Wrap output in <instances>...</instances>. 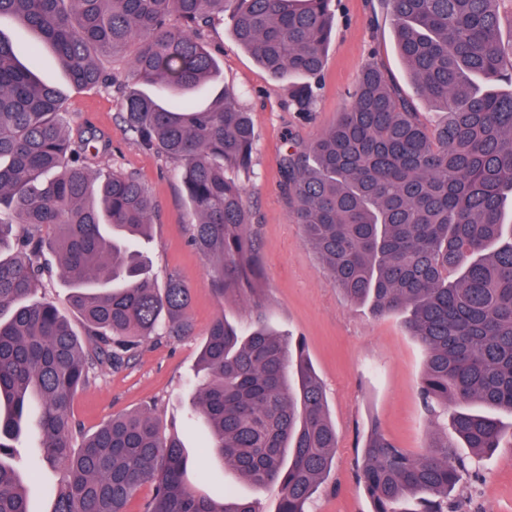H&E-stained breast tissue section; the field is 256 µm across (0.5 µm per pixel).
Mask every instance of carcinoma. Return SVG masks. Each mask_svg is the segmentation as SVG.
I'll return each instance as SVG.
<instances>
[{
  "label": "carcinoma",
  "mask_w": 512,
  "mask_h": 512,
  "mask_svg": "<svg viewBox=\"0 0 512 512\" xmlns=\"http://www.w3.org/2000/svg\"><path fill=\"white\" fill-rule=\"evenodd\" d=\"M332 0H0V512H32L12 463L29 416L40 464L59 469L53 512H128L153 483L144 512H260L254 499L220 501L185 481L180 440L150 412L115 417L74 446L71 404L97 369L125 367L153 336L193 333L190 290L159 286L139 249L158 204L138 177L93 169L108 144L74 135L61 93L15 54L1 26L23 25L49 46L78 88L113 89L123 130L144 151L177 164L191 245L211 261L214 291L248 297L243 329L218 317L199 357L190 418L206 447L256 487L278 484V512L305 504L330 471L336 431L303 343L263 318L258 231L238 175L250 171L254 125L220 83L202 39L227 23L236 42L290 85L294 111L313 112L316 78L336 30ZM394 38L428 108L372 62L351 104L314 142L283 157L296 223L345 298L376 315L399 314L426 353L419 394L444 407L460 458L442 437L412 455L372 423L357 474L373 512H463L451 498L464 473L512 447V43L501 37L512 0H383ZM134 47L130 77L107 63ZM212 85L198 106L186 95ZM182 96L171 107L167 98ZM57 272L85 335L37 299Z\"/></svg>",
  "instance_id": "1"
}]
</instances>
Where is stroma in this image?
Wrapping results in <instances>:
<instances>
[{
    "label": "stroma",
    "instance_id": "obj_1",
    "mask_svg": "<svg viewBox=\"0 0 512 512\" xmlns=\"http://www.w3.org/2000/svg\"><path fill=\"white\" fill-rule=\"evenodd\" d=\"M334 4L336 36L327 50L315 110L307 118L289 108L287 82L263 70L238 46L228 26L209 32L207 40L225 85L239 93L251 113L257 136L251 170L241 181L258 227L266 317L279 332L304 340L307 356L325 385L328 415L338 437L331 471L314 494L309 512H372L373 503L356 475L358 446L374 419L399 447L415 455L424 451L432 432L419 396L425 351L400 316L378 317L369 306L348 303L329 280L302 226L290 218L282 158L290 140L311 143L335 122L371 61L380 62L409 97H417L418 90L395 46L392 20L381 0ZM5 30L20 60L38 50L36 73L60 90L69 127L95 130L110 141L100 167L135 173L154 194L160 209L144 251L158 281L175 274L191 293L193 336L152 339L128 366L99 371L73 399L72 412L81 431L89 434L107 418L150 409L162 432L180 439L188 460L185 480L196 492L217 497L226 489L258 500L262 512H278L279 486L255 488L224 472L205 448V424L188 418L200 347L211 323L223 314L246 326L254 315L246 301L219 302L210 282L209 261L188 244L187 205L177 166L143 151L125 135L121 99L115 91L74 88L54 53L38 45L30 30L14 24ZM456 495L467 512H512V447L484 457Z\"/></svg>",
    "mask_w": 512,
    "mask_h": 512
}]
</instances>
